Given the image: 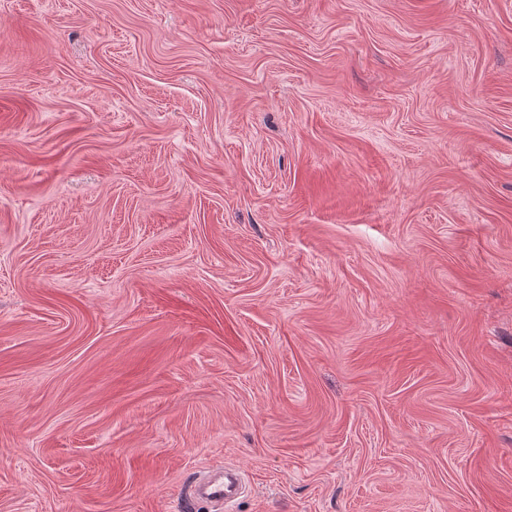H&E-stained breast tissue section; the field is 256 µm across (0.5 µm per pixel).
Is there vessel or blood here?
<instances>
[{
  "mask_svg": "<svg viewBox=\"0 0 512 512\" xmlns=\"http://www.w3.org/2000/svg\"><path fill=\"white\" fill-rule=\"evenodd\" d=\"M248 491L246 477L238 467L216 464L184 487L177 512H230Z\"/></svg>",
  "mask_w": 512,
  "mask_h": 512,
  "instance_id": "obj_1",
  "label": "vessel or blood"
}]
</instances>
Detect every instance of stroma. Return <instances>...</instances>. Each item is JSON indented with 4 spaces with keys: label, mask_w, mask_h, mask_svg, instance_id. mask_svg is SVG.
Returning a JSON list of instances; mask_svg holds the SVG:
<instances>
[{
    "label": "stroma",
    "mask_w": 512,
    "mask_h": 512,
    "mask_svg": "<svg viewBox=\"0 0 512 512\" xmlns=\"http://www.w3.org/2000/svg\"><path fill=\"white\" fill-rule=\"evenodd\" d=\"M512 512V0H0V512ZM248 492V482L238 467L216 464L184 487L177 512H196L200 509L229 512L232 505Z\"/></svg>",
    "instance_id": "1"
}]
</instances>
